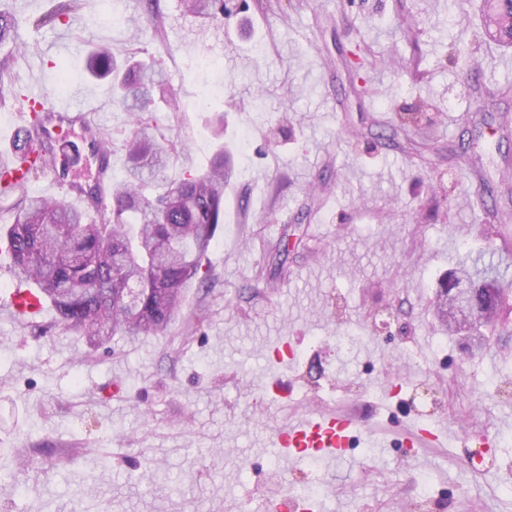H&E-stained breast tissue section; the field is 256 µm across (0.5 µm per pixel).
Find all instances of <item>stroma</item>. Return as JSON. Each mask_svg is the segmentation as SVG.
<instances>
[{
  "label": "stroma",
  "mask_w": 512,
  "mask_h": 512,
  "mask_svg": "<svg viewBox=\"0 0 512 512\" xmlns=\"http://www.w3.org/2000/svg\"><path fill=\"white\" fill-rule=\"evenodd\" d=\"M144 0H80L69 24L35 29L50 0H0L32 51L0 76L60 89L66 62L112 137L124 173L128 114L102 80L84 76L89 46L156 56L179 97L151 125L184 153L172 176L209 168L233 147L224 222L203 260L211 280L187 289L158 336L99 348L54 310L29 326L0 318V512H264L287 490L311 512H512V348L486 332L448 334L433 315L441 280L469 249H500L476 199L480 173L460 157L468 122L497 126L458 78L448 0H238L215 29L158 0L163 32L135 31ZM121 15L112 23L111 14ZM415 19L413 47L399 24ZM476 35L485 82L512 81V48ZM367 43L377 65L366 91L348 88L341 54ZM422 49L426 76L399 70ZM216 59L202 72L199 56ZM426 105L439 138L432 167L414 146L368 135L375 120ZM224 115V137L209 128ZM455 223L414 221L429 200ZM290 342L295 363L274 358ZM306 411L357 415L362 432L334 466L288 464L270 446ZM463 429L466 440L411 446L417 429ZM287 467L288 480L275 481Z\"/></svg>",
  "instance_id": "35a3bbf8"
}]
</instances>
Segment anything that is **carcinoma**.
<instances>
[{
  "label": "carcinoma",
  "instance_id": "obj_1",
  "mask_svg": "<svg viewBox=\"0 0 512 512\" xmlns=\"http://www.w3.org/2000/svg\"><path fill=\"white\" fill-rule=\"evenodd\" d=\"M233 0H183L185 11L204 25L221 27L231 15ZM485 27H494L497 40L512 47V0H489ZM18 20L0 11V45L13 48L0 56V73L18 63L23 47L17 35ZM461 28L453 42L455 64L461 79H473V42ZM350 75L372 64L363 49L351 52ZM87 71L109 78L113 100L131 117L133 130L127 139V166L112 180V209L88 224L83 212L64 197H34L20 191L11 223L0 227V244L12 250L15 275L30 281L59 321L92 346H103L121 334L133 341L162 334L181 308L183 294L198 278L202 259L209 251L218 224L224 218V186L233 177L230 154L220 149L208 170L172 178V155L184 148L152 129L147 115L159 101L172 106L176 97L170 84L145 63L120 68L110 48L101 46L89 54ZM477 95L485 107L512 98V83L484 84ZM29 126L21 129L16 148L41 140L47 114L42 103L28 105ZM422 112H398L376 134L394 142L399 138L435 149V135L422 125ZM507 188L501 200L488 191L479 202L492 211L496 235L506 238L512 224V173L496 171ZM424 222L451 224L454 215L433 199L420 207ZM512 249L496 254L467 251L458 268L441 281L436 314L452 333L459 325L448 320V303L454 288L473 290L470 329L479 336L499 317L507 296Z\"/></svg>",
  "mask_w": 512,
  "mask_h": 512
}]
</instances>
